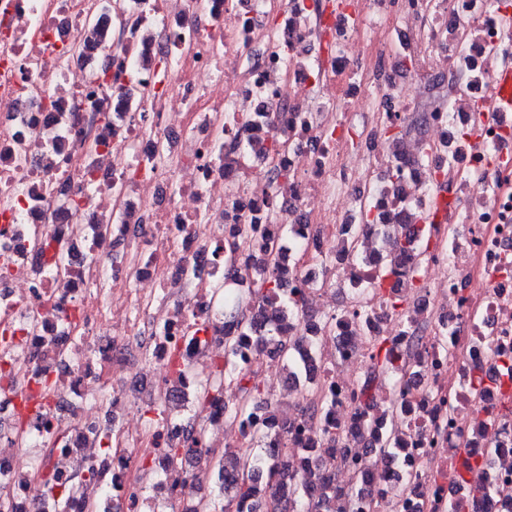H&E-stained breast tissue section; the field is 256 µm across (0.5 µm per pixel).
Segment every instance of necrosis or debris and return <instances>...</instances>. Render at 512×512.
<instances>
[{"mask_svg":"<svg viewBox=\"0 0 512 512\" xmlns=\"http://www.w3.org/2000/svg\"><path fill=\"white\" fill-rule=\"evenodd\" d=\"M511 61L496 0H0V512L56 478L65 512H210L186 428L271 426L225 385L177 413L224 359L231 242L289 255L322 371L276 445L340 466L337 512H512ZM388 224L429 243L379 288ZM395 371L391 349L385 340L378 341L375 354L372 357L370 370L367 372L359 391L360 402L368 407H376L379 383Z\"/></svg>","mask_w":512,"mask_h":512,"instance_id":"4bbe7bcc","label":"necrosis or debris"}]
</instances>
